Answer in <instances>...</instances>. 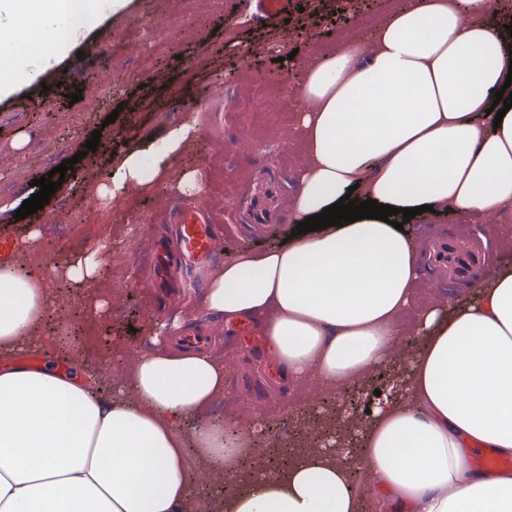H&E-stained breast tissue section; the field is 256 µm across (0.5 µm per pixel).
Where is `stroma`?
<instances>
[{
    "label": "stroma",
    "mask_w": 512,
    "mask_h": 512,
    "mask_svg": "<svg viewBox=\"0 0 512 512\" xmlns=\"http://www.w3.org/2000/svg\"><path fill=\"white\" fill-rule=\"evenodd\" d=\"M397 2L284 0L273 12L262 0H129L53 65L80 85V101L61 93L0 98V257L38 275L45 254L63 265L106 249L107 278L52 282L54 315L36 336L50 351L71 337L58 367L78 361L114 382L153 325L176 321L179 330L224 345L230 366L224 394L266 410L263 453L276 461L283 453L278 440L291 435L297 415L339 406L330 392L300 400L295 387L270 376L263 349L204 314L202 297L240 247L269 248L291 230L284 203L297 187L301 148L298 89L289 75L333 53L341 35L370 38ZM189 119L198 134L165 171L117 200L99 197L98 186L123 155L161 141ZM96 130L97 150L85 152ZM70 159L73 170L43 212L15 220L34 192L32 180ZM189 171L202 191L182 189ZM177 206L211 212L220 243L206 264L178 270L177 289L160 307L148 269L155 241L175 234L168 219ZM411 231L425 246L443 237L471 240L482 266L501 257L498 224L480 216L423 217ZM418 290L460 302L474 296L476 278L451 284L428 268Z\"/></svg>",
    "instance_id": "1"
}]
</instances>
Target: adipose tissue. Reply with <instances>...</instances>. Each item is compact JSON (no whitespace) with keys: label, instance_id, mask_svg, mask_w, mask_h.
I'll return each mask as SVG.
<instances>
[{"label":"adipose tissue","instance_id":"adipose-tissue-1","mask_svg":"<svg viewBox=\"0 0 512 512\" xmlns=\"http://www.w3.org/2000/svg\"><path fill=\"white\" fill-rule=\"evenodd\" d=\"M124 6L0 0V95L23 90L104 10ZM372 42V52L348 41L303 67L305 162L289 223L348 193L462 218L511 211L512 109L499 121L490 108L512 71V13L501 0H402ZM194 132L185 124L126 155L102 196L167 169ZM419 276L411 231L362 219L240 249L203 304L228 326L263 317L266 358L288 382L340 395L407 362L403 390L359 428L369 494L391 495L401 512H512V471L469 463L484 449L512 455V262L485 269L474 298L448 311L416 298ZM53 309L49 278L0 261V512H358L350 462L331 449L200 497L192 462L240 477L260 452L263 412L216 423L223 363L167 337H153L107 397L85 366L25 363L20 351H37Z\"/></svg>","mask_w":512,"mask_h":512}]
</instances>
